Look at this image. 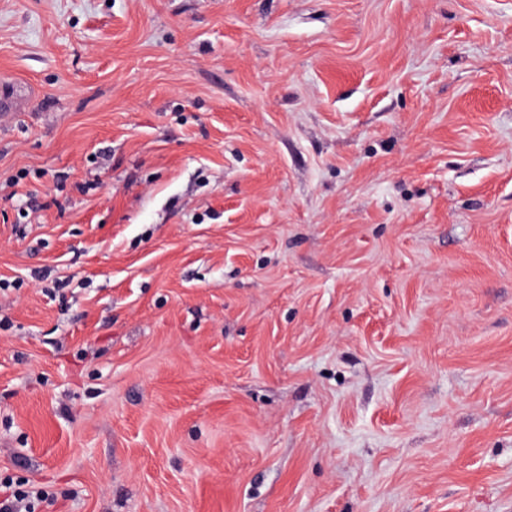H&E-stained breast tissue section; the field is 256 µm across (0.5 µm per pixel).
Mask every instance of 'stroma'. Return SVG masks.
Listing matches in <instances>:
<instances>
[{
	"instance_id": "stroma-1",
	"label": "stroma",
	"mask_w": 512,
	"mask_h": 512,
	"mask_svg": "<svg viewBox=\"0 0 512 512\" xmlns=\"http://www.w3.org/2000/svg\"><path fill=\"white\" fill-rule=\"evenodd\" d=\"M2 78L37 512H512V0H0Z\"/></svg>"
}]
</instances>
